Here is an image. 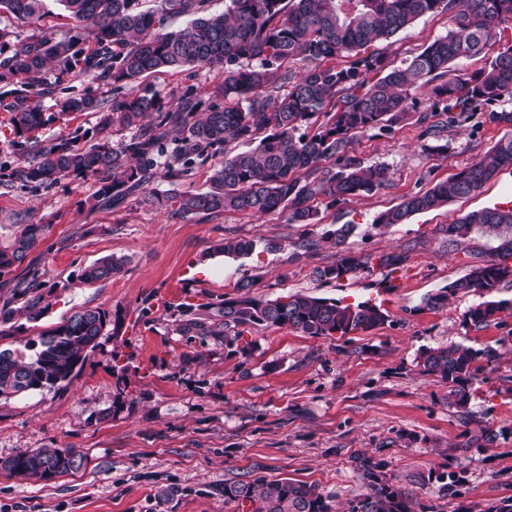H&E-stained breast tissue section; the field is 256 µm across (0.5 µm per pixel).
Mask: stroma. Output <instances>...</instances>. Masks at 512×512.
Here are the masks:
<instances>
[{"label":"stroma","instance_id":"obj_1","mask_svg":"<svg viewBox=\"0 0 512 512\" xmlns=\"http://www.w3.org/2000/svg\"><path fill=\"white\" fill-rule=\"evenodd\" d=\"M74 21L57 0L37 19L0 10V28L24 38H63ZM447 15L428 14L377 49L401 62L447 33ZM216 71L196 67L159 73L142 84L169 100L187 86L209 95ZM430 101L417 94L410 115L391 128L358 136L353 155L362 165H383L390 185L347 203L318 199L320 221L292 224L287 213H239L181 219L129 200L117 207L96 200L99 178H66L32 189L0 177V247L24 224H46L44 241L18 266L0 272V308H19L18 280L37 276L52 286L51 307L36 321L17 316L0 350H23L27 341L82 309H99L120 325L100 336L99 347L69 383L55 389L0 396V461L36 448H72L85 457L75 473L35 482L0 471V507L7 512H235L217 489L224 482L290 478L314 484L334 512L365 491L353 457L385 460L394 484L434 512H489L512 498V314L499 313L485 329L463 324L477 294L450 297L440 310L422 301L474 264L466 248L449 249L440 226L467 213L512 201V168L476 194L375 226L378 215L402 196L429 188L470 165L507 134L488 110L448 125L437 135L442 157L423 152L417 122ZM223 152L210 153L190 176L171 182L154 165L150 190L197 192L209 186ZM354 225L346 242L358 254L407 252L403 287L374 269L351 279L323 282L312 270L336 250L325 231ZM254 243L250 255L228 258L214 248L226 237ZM318 246L303 252L304 240ZM121 259L112 279L84 284L80 271L98 259ZM250 278L266 297L302 292L344 303L369 301L388 320L340 337H310L289 327L249 326L248 353H231L220 336L185 324V310L238 295ZM462 344L491 350L479 359L467 413L445 400L448 389L421 372L423 349ZM503 431L490 445L466 454L465 481L455 497L437 485L419 486L416 473H441L453 463L466 432Z\"/></svg>","mask_w":512,"mask_h":512}]
</instances>
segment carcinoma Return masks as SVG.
<instances>
[{
    "label": "carcinoma",
    "instance_id": "obj_1",
    "mask_svg": "<svg viewBox=\"0 0 512 512\" xmlns=\"http://www.w3.org/2000/svg\"><path fill=\"white\" fill-rule=\"evenodd\" d=\"M76 22L75 33L52 40L32 34L11 38L0 31V84L12 86L11 124L19 143V157L0 164L9 180L26 187L55 184L66 177L89 173L100 177L98 197L117 207L135 196L137 203L171 216L219 215L224 212L263 216L288 211L290 224H314V201L326 197L347 202L389 185L387 169L364 166L351 155L350 144L359 134L386 130L408 115V101L422 92L432 101L430 112L419 116L422 137L460 116L469 118L479 107L512 101V46L493 51L500 27L512 25V0H226L224 12L211 14L209 0H158L157 8L140 11L138 0H57ZM47 0H0L22 19L45 13ZM448 14L451 26L420 53L392 66L381 53L368 51L431 13ZM190 18L184 28L163 31L168 16ZM344 57L342 67L332 61ZM487 58L470 74L451 67L460 59ZM49 66L59 74L77 73L91 81L112 83V102L91 96H71L55 103L46 114L28 105L34 95L55 92L40 80ZM208 67L221 82L208 98L187 87L176 103L136 86L143 76ZM95 112V142L79 138L43 143L38 130L66 114ZM121 127L134 134L120 147L112 145L110 130ZM230 142L249 145L241 152L224 153V163L209 176L204 192L146 190L150 167L164 158L167 176L179 181L210 149ZM512 167V135L502 137L479 160L453 177L425 191L406 195L394 208L381 213L373 226L402 224L414 214L436 210L449 201L469 196ZM354 225L341 224L324 233L336 247L345 244ZM494 234L493 253L472 248L471 272L424 298V306L439 310L457 294L489 295L501 283L512 282V207L472 211L438 232L458 247L472 231ZM49 225L22 224L12 244L0 249V272L21 265L45 239ZM253 243L226 238L215 252L226 257L249 255ZM408 259L405 252L371 256L345 252L336 261L313 269L319 280H342L373 271V265L396 270ZM120 260L105 257L85 267L79 281L93 284L122 271ZM255 284H237L240 296L218 304L221 322L200 317L188 324L216 336L227 348L239 345L246 326H289L311 337L346 336L383 324L388 314L360 302L343 304L304 293L274 299L253 295ZM51 291L32 278L23 280L16 297L21 309L36 321L49 307ZM512 310L511 299L485 300L471 306L463 324L476 331L496 315ZM107 325V315L85 309L26 344L34 355L0 351V395L54 388L69 381L81 368ZM483 352L460 344L428 348L419 355L423 373L448 386L446 401L468 416L475 363ZM498 433L481 430L459 448L493 443ZM78 461L59 469L64 457ZM84 456L70 448L25 450L0 462L11 475L52 480L81 469ZM366 492L349 504L347 512H416L411 495L387 477V463L372 457L354 458ZM440 483L439 492L452 496L464 483L463 471L437 476L419 475L417 484ZM224 503L245 506L251 512H332L313 484L288 478L226 482L218 488Z\"/></svg>",
    "mask_w": 512,
    "mask_h": 512
}]
</instances>
